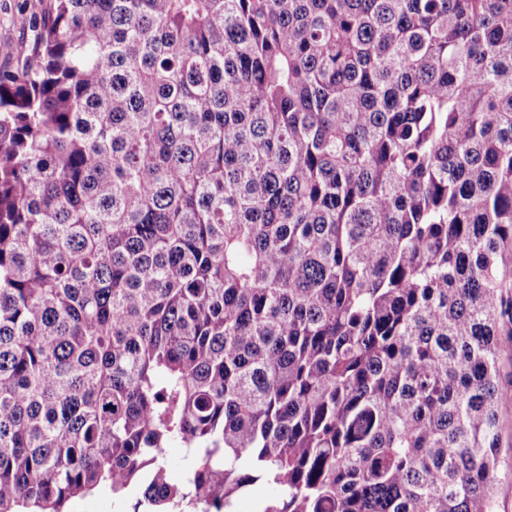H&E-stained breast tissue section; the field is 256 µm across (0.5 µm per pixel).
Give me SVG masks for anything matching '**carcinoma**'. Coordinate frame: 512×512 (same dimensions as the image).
Returning <instances> with one entry per match:
<instances>
[{"instance_id":"1","label":"carcinoma","mask_w":512,"mask_h":512,"mask_svg":"<svg viewBox=\"0 0 512 512\" xmlns=\"http://www.w3.org/2000/svg\"><path fill=\"white\" fill-rule=\"evenodd\" d=\"M17 55L0 512H496L512 0H49ZM165 458L168 480L170 483L179 484L182 481L183 472L186 467L184 448H182L179 442L172 443L165 449ZM135 499L121 503L112 499V494L101 491L85 498H78L70 502L68 510L71 512H130L131 504Z\"/></svg>"}]
</instances>
